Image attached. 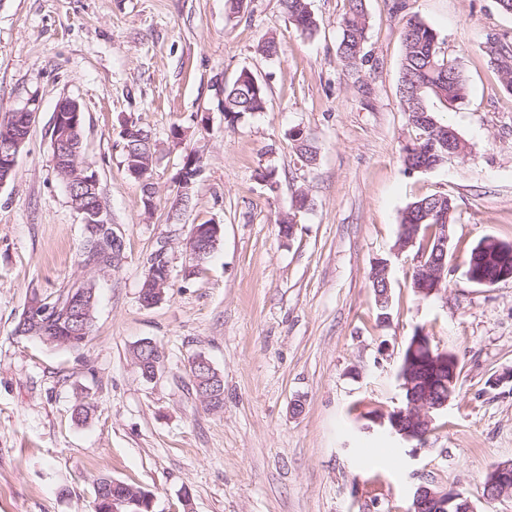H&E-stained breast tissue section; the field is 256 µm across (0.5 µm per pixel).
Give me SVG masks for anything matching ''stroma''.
<instances>
[{
  "label": "stroma",
  "mask_w": 512,
  "mask_h": 512,
  "mask_svg": "<svg viewBox=\"0 0 512 512\" xmlns=\"http://www.w3.org/2000/svg\"><path fill=\"white\" fill-rule=\"evenodd\" d=\"M315 36L279 0H0V119L37 112L15 174L0 186V512H95L94 482L148 491L152 512H409L422 479L464 493L477 512H512L483 484L512 459V281L478 285L467 249L512 243V91L486 49L512 38L496 0H366V58L346 70L338 21L348 0H309ZM433 27L469 86L453 104L428 97L437 121L470 148L405 171L415 142L399 97L401 31ZM272 38L279 53L257 46ZM266 87L262 112L224 119V87L242 70ZM84 107L85 160L125 244L121 266L95 278L91 335L81 349L17 335L33 295L55 297L87 272L85 234L52 156L58 102ZM154 144V207L124 165V124ZM317 150L300 159L295 131ZM200 172L189 203L176 177ZM273 171L275 187L261 180ZM305 193L310 204L296 210ZM445 193L456 205L447 288L413 291L414 250L397 252L410 203ZM286 216L292 238L279 233ZM218 243L193 264L192 225ZM168 244L169 286L147 305V259ZM389 264L391 322L377 319L369 273ZM460 359L459 394L419 453L380 425L402 405L396 371L415 328ZM164 359L144 378L140 342ZM208 358L224 408L206 409L190 364ZM87 399L94 415L75 421ZM200 162V157L195 153L187 156L184 166L176 179L182 197L188 194L189 187L193 183L192 181L197 177L200 171Z\"/></svg>",
  "instance_id": "obj_1"
}]
</instances>
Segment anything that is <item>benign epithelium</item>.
I'll return each mask as SVG.
<instances>
[{"label": "benign epithelium", "instance_id": "1", "mask_svg": "<svg viewBox=\"0 0 512 512\" xmlns=\"http://www.w3.org/2000/svg\"><path fill=\"white\" fill-rule=\"evenodd\" d=\"M35 112L36 109L27 105L11 111L6 119L0 121V142L3 143V147L0 148V187L14 175L16 160L28 138ZM83 113L81 103L70 97L62 99L55 109L51 145L53 162L60 169L68 168L70 163L77 161L80 150L83 149V124L80 123V116ZM199 171L200 157L195 153L188 155L176 179L181 195L188 194L189 187ZM128 173L141 184L147 209H152L155 187L145 179V173L141 171L134 153L129 159ZM83 223L90 225L87 233L93 241L91 253L97 258V261L88 263V268L98 274H108L117 269L124 259V241L105 218L104 211L100 209L92 217H83ZM441 231L442 235L435 252L439 259L418 269L415 291L425 298L441 292L445 273L448 272L445 256L448 254L452 239L451 225H441ZM211 244L212 239L197 231L186 242L189 253L197 261L202 255L212 252ZM78 287L80 293L71 311L70 320L85 326L90 320L88 306L85 304L89 282L83 281ZM409 348L412 355L418 349H424L427 352L425 362L435 368L448 361L447 352L440 348L432 350L430 339L422 331L410 341ZM397 377L402 382L401 389L408 391V402L404 407L389 414L388 429L392 435L409 442L414 439L423 440L432 430L433 412L448 406V401L437 400L432 395V392L445 384L446 380H440L435 376L414 379L409 373H399ZM456 496L457 492L441 491L433 482L426 480L415 491L413 509L416 512H446L449 500L456 499Z\"/></svg>", "mask_w": 512, "mask_h": 512}]
</instances>
